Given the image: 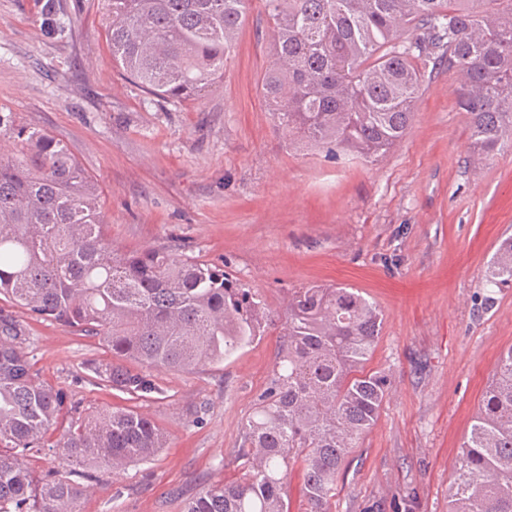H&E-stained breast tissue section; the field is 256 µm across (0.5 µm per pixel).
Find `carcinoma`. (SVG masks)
<instances>
[{"label": "carcinoma", "mask_w": 512, "mask_h": 512, "mask_svg": "<svg viewBox=\"0 0 512 512\" xmlns=\"http://www.w3.org/2000/svg\"><path fill=\"white\" fill-rule=\"evenodd\" d=\"M112 64L149 102H190L224 79L253 0H107ZM273 33L260 93L288 132L317 146L378 158L404 137L424 73L416 55L441 54L461 76L473 165L512 149V0H261ZM43 32L69 25L47 0ZM0 512H80L95 477H38L50 446L71 462L119 475L166 447L133 409L83 414L51 444L65 405L38 380L17 308L84 335L107 357L94 378L134 400L163 394L153 372L222 362L265 332L268 317L224 269L164 249L122 252L106 234L103 196L48 132L0 112ZM512 281V238L490 264ZM374 302L317 285L288 296L283 342L242 430L238 477L204 488L182 512H291L288 476L302 471L304 512H331L352 449L377 421L388 375L366 369L382 330ZM448 512H512V346L498 358L450 486Z\"/></svg>", "instance_id": "cac0c4a2"}]
</instances>
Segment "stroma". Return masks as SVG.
I'll return each mask as SVG.
<instances>
[{
    "label": "stroma",
    "mask_w": 512,
    "mask_h": 512,
    "mask_svg": "<svg viewBox=\"0 0 512 512\" xmlns=\"http://www.w3.org/2000/svg\"><path fill=\"white\" fill-rule=\"evenodd\" d=\"M45 0H0V110L63 143L105 200L112 244L167 248L223 266L271 322L232 358L157 373L163 395L133 401L91 381L95 336L26 318L40 381L84 412L131 408L167 445L112 476L81 512H182L186 498L237 476L242 427L280 346L293 291L358 289L383 314L370 368L391 378L380 415L353 450L332 512H448L461 446L512 346V284L486 280L512 237V151L474 170L457 75L437 56L404 139L366 159L289 145L262 98L271 34L260 0L221 82L195 103L150 104L112 65L106 0H59L70 34L41 30Z\"/></svg>",
    "instance_id": "35a3bbf8"
}]
</instances>
